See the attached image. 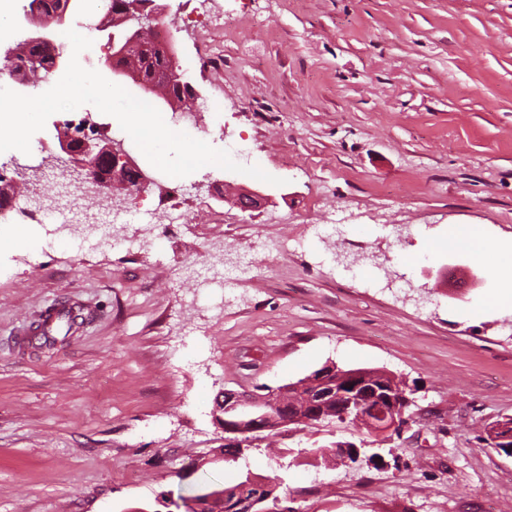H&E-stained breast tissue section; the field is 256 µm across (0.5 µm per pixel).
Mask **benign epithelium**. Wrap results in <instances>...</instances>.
<instances>
[{"label":"benign epithelium","mask_w":512,"mask_h":512,"mask_svg":"<svg viewBox=\"0 0 512 512\" xmlns=\"http://www.w3.org/2000/svg\"><path fill=\"white\" fill-rule=\"evenodd\" d=\"M159 15V6L151 0H135L123 8L113 26L122 27L119 39L112 40V54L106 63L115 71L131 78L132 83L145 91L157 92L163 103L174 112L191 114L193 110L187 104L170 95V87L177 83L187 89L189 95L196 99L200 92L191 81L187 72L174 67L163 76L146 82L134 72L123 69L120 62L138 51L146 42H153L172 61H177V53L172 43L157 38L158 26L152 24ZM66 14L51 12L44 14L39 11L27 13L24 20L33 26L28 31L26 42L57 45L55 29L50 23L62 26ZM44 61L37 55L26 56L23 83L27 86L42 81ZM58 142L62 154L51 157L65 167L72 175L84 182L94 185L108 183L111 187H120L128 192L131 188L143 190L155 183V179L143 170L124 149L123 144L104 137L96 124L85 119L79 125L65 123L59 128ZM270 195L260 191L247 190L239 193L235 204L244 212H259L266 205ZM312 388L317 392V399L304 402L297 410L288 409V395L295 391ZM377 397L391 406V412L379 414V418L367 419L368 428L378 436L400 432L408 423V419L400 414V405H407L411 399L406 392L396 388L384 395H379L376 387L369 386L368 377L363 374L351 376L334 362H327L306 376L300 383H292L270 387L266 394L257 397H244L233 391H222L214 400L213 418L224 431V441L235 445L244 436L254 441L263 435L273 436L287 426L299 429L301 426L317 420H325L342 415L347 416L350 409L363 403V398ZM336 465L354 463L359 459V448L355 444H343L330 455Z\"/></svg>","instance_id":"7a95c632"}]
</instances>
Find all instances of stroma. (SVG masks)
I'll return each mask as SVG.
<instances>
[{
    "mask_svg": "<svg viewBox=\"0 0 512 512\" xmlns=\"http://www.w3.org/2000/svg\"><path fill=\"white\" fill-rule=\"evenodd\" d=\"M180 64L201 95L176 124L214 148L246 142L272 185L222 168L156 172L145 205L187 224H128L136 251L61 247L68 231L32 225L41 249L0 250V512H157L168 498L240 475L282 477L297 512H512V456L481 447L484 424L512 417V308L496 306L512 264L448 246L469 224L512 240V0H157ZM226 15L222 28L203 25ZM104 13L77 4L65 29L94 41L91 67L137 98L105 58ZM51 115L30 153L57 152ZM272 197L248 214L211 192ZM307 239L230 291L189 277L184 259L231 258L257 239ZM420 255L412 265L400 257ZM477 284L450 290L442 265ZM94 315L36 354L15 347L46 308ZM380 368L413 389L401 438L368 443L373 462L329 466L299 451L366 441L359 428L289 431L237 462L218 460L220 390L255 392L327 361Z\"/></svg>",
    "mask_w": 512,
    "mask_h": 512,
    "instance_id": "stroma-1",
    "label": "stroma"
}]
</instances>
